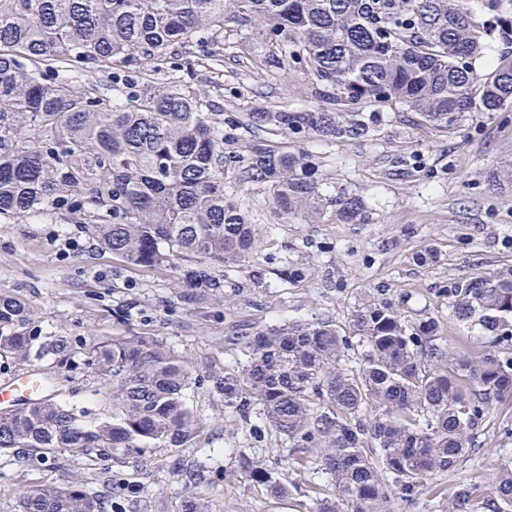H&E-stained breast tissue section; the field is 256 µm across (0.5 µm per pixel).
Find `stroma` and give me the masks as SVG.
<instances>
[{"instance_id": "stroma-1", "label": "stroma", "mask_w": 512, "mask_h": 512, "mask_svg": "<svg viewBox=\"0 0 512 512\" xmlns=\"http://www.w3.org/2000/svg\"><path fill=\"white\" fill-rule=\"evenodd\" d=\"M224 52V75L199 67L190 82L215 111L233 115L255 104L294 106L311 98L301 77L247 70ZM323 173L335 186L361 195L373 211L369 224H312L300 219L271 223L265 193L255 188L238 198L248 211L260 247L237 267H217L221 291L188 287L181 270L129 265L102 250L87 224H42L17 218L0 220V293L19 297L44 331L92 341L121 330L129 320L140 332L158 337L195 367L186 391L188 406L205 425L194 447L150 448L140 462L126 459L112 468L135 482L125 512H184L186 491L174 462L199 468L197 487L211 512H309L310 483H325L317 471L289 467L294 450L285 439L252 438L249 427L224 408L212 377L237 367L239 347L226 343L292 320L332 319L345 325L367 299L386 300L406 319H442L454 346L475 345L460 326L445 293L473 271L512 266V189H492L490 172L512 162V112L474 117L454 136L408 122L406 113L386 111L369 140L306 142ZM436 249L429 265L414 260L423 247ZM308 269L305 279L282 273L287 263ZM479 453L457 472L435 475L453 487L472 475L489 478L494 465L512 455V405L496 407L476 435ZM262 460L290 498L275 501L263 486L240 474L242 458ZM98 490L97 473L82 460L62 457L38 469L0 465V512H16L17 492L53 482L67 487L69 477Z\"/></svg>"}]
</instances>
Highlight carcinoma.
I'll return each mask as SVG.
<instances>
[{"instance_id":"cac0c4a2","label":"carcinoma","mask_w":512,"mask_h":512,"mask_svg":"<svg viewBox=\"0 0 512 512\" xmlns=\"http://www.w3.org/2000/svg\"><path fill=\"white\" fill-rule=\"evenodd\" d=\"M245 29L243 66L299 74L313 105L257 107L230 118L251 139L224 151V114L166 65L224 66L227 34ZM501 45L484 59L488 42ZM102 75L106 83L89 79ZM449 136L474 115L512 110V0H0V219L91 224L103 248L140 267L171 265L191 288H220L211 263L258 248L236 193L265 190L274 224H369L364 200L323 191L293 145L359 141L387 109ZM235 173L226 183L227 171ZM490 185L512 186V163ZM452 316L483 338L454 349L436 317L406 319L387 302L353 310L349 330L294 320L236 337L246 363L214 380L224 407L285 438L330 479L310 512H391L427 492L442 512H512V458L489 492L432 482L478 451L492 409L512 404V266L446 289ZM358 343H353V339ZM49 361L103 380L106 412L46 396L0 412V456L40 467L67 455L97 466L105 492L75 479L26 487L18 512H123L132 489L107 465L147 448H188L203 425L185 401L192 363L131 327L81 339L43 331L0 293V367ZM247 476L281 500L290 491L258 463Z\"/></svg>"}]
</instances>
